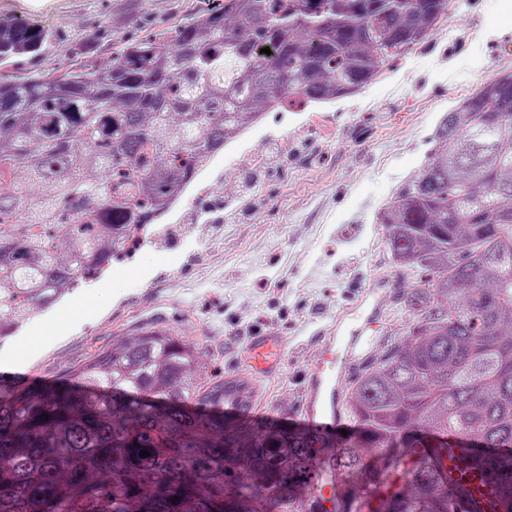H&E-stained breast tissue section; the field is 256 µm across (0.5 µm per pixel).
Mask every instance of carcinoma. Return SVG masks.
<instances>
[{"label":"carcinoma","mask_w":512,"mask_h":512,"mask_svg":"<svg viewBox=\"0 0 512 512\" xmlns=\"http://www.w3.org/2000/svg\"><path fill=\"white\" fill-rule=\"evenodd\" d=\"M448 0H222L172 35L122 38L105 65L17 77L47 34L0 36V338L100 275L190 181L201 151L297 99L370 84L429 37ZM268 47L271 54L260 50ZM444 149L382 216L401 268L405 337L349 384L357 438L245 426L253 390L211 376L207 350L163 329L118 336L51 387L0 377V512H306L297 487L320 448L341 512H452L429 453L448 438L504 448L512 512V71L442 122ZM150 452L142 458L139 453ZM408 459L396 489V462ZM177 501H172V498Z\"/></svg>","instance_id":"1"}]
</instances>
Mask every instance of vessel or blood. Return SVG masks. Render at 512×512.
<instances>
[{
	"instance_id": "b4317fda",
	"label": "vessel or blood",
	"mask_w": 512,
	"mask_h": 512,
	"mask_svg": "<svg viewBox=\"0 0 512 512\" xmlns=\"http://www.w3.org/2000/svg\"><path fill=\"white\" fill-rule=\"evenodd\" d=\"M381 285L373 283L352 294L350 302L310 340L318 353L314 364L301 371L303 405L289 414L290 427L318 436L357 435L358 429L346 401V388L368 358L367 349L383 320ZM285 353L280 334L267 329L250 337L244 357L251 370L266 376L278 370ZM335 360L327 370V360ZM448 473V494L453 512H500L502 495L497 487L484 484L469 462L468 449L458 440L448 442L439 460ZM307 492L319 512H334L342 489L334 465L327 456L318 457L310 468Z\"/></svg>"
}]
</instances>
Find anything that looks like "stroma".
Here are the masks:
<instances>
[{
	"label": "stroma",
	"instance_id": "1",
	"mask_svg": "<svg viewBox=\"0 0 512 512\" xmlns=\"http://www.w3.org/2000/svg\"><path fill=\"white\" fill-rule=\"evenodd\" d=\"M207 0H0V18L52 34L30 70L79 58L80 38L107 62L112 31L170 32ZM438 33L412 47L359 93L333 103L266 113L246 138L215 155L193 204L158 222L150 238L106 273L65 292L0 342V374L44 383L120 334L156 326L203 345L227 378L251 383L264 411L301 404L298 347L371 280L401 273L379 219L442 148L438 129L483 83L512 71V0H457ZM383 295L384 336L401 338V297L414 272ZM274 328L286 351L258 377L243 360L253 333Z\"/></svg>",
	"mask_w": 512,
	"mask_h": 512
}]
</instances>
